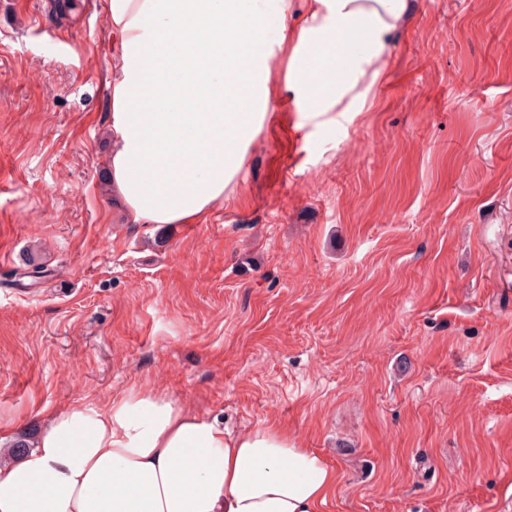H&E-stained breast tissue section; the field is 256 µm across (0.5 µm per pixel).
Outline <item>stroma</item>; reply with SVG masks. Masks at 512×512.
I'll use <instances>...</instances> for the list:
<instances>
[{"mask_svg": "<svg viewBox=\"0 0 512 512\" xmlns=\"http://www.w3.org/2000/svg\"><path fill=\"white\" fill-rule=\"evenodd\" d=\"M58 2L0 0V426L138 384L287 429L325 512H512V0H406L346 112L273 46L223 203L166 227L112 198L101 0Z\"/></svg>", "mask_w": 512, "mask_h": 512, "instance_id": "1", "label": "stroma"}]
</instances>
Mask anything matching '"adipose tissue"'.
Returning a JSON list of instances; mask_svg holds the SVG:
<instances>
[{"instance_id": "1", "label": "adipose tissue", "mask_w": 512, "mask_h": 512, "mask_svg": "<svg viewBox=\"0 0 512 512\" xmlns=\"http://www.w3.org/2000/svg\"><path fill=\"white\" fill-rule=\"evenodd\" d=\"M266 0H102L112 28L111 186L130 224H199L270 102ZM405 0H308L287 88L322 114L379 76ZM0 433V512H322L339 474L286 430L238 435L131 386Z\"/></svg>"}]
</instances>
